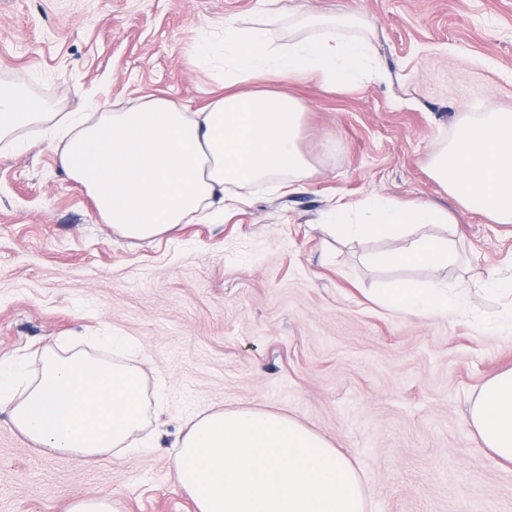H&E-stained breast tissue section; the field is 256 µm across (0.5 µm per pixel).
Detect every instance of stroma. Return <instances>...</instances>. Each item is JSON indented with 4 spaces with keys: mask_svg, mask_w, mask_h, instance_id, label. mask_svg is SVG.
Returning a JSON list of instances; mask_svg holds the SVG:
<instances>
[{
    "mask_svg": "<svg viewBox=\"0 0 512 512\" xmlns=\"http://www.w3.org/2000/svg\"><path fill=\"white\" fill-rule=\"evenodd\" d=\"M370 24L386 76L341 91L291 83L305 102L306 191L247 192L238 211L153 240L105 224L32 127L0 149V356L35 374L47 346L134 342L164 412L154 447L92 463L41 452L0 411V512H67L106 498L119 512H196L172 471L184 419L255 408L323 437L357 470L366 512H512V467L482 447L469 408L512 369V224L463 210L430 175L455 116L512 109V0H308ZM265 0H0V84L52 111L165 97L198 111L224 89L188 47ZM377 194L450 210L432 234L445 267L375 263L385 238L338 239L336 197ZM461 292L465 311L404 314L375 287Z\"/></svg>",
    "mask_w": 512,
    "mask_h": 512,
    "instance_id": "stroma-1",
    "label": "stroma"
}]
</instances>
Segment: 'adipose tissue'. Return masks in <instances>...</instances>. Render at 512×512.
<instances>
[{"label": "adipose tissue", "instance_id": "adipose-tissue-1", "mask_svg": "<svg viewBox=\"0 0 512 512\" xmlns=\"http://www.w3.org/2000/svg\"><path fill=\"white\" fill-rule=\"evenodd\" d=\"M290 15L297 31L285 39L273 38L264 22L228 20L222 32L193 40L195 55L224 76V95L202 111L152 97L93 116L53 112L36 96L0 86V143L20 147L21 131L33 125L64 137L61 169L127 239L150 240L187 219L228 213L242 188L303 192L316 173L301 148L307 107L273 81L316 76L336 90L381 72L370 31L346 35L350 20L312 12L302 2ZM430 173L461 208L512 224V111L491 106L478 116L460 115L447 143L433 149ZM453 221L450 212L426 203L367 196L336 202L329 229L340 239H396L381 258L385 264L442 266L456 253L429 228ZM408 227L418 237L399 244ZM375 294L400 312L422 315L447 313L456 301L447 289L406 283ZM145 379L134 354L111 361L46 347L37 375L24 385L13 360L0 357V408L35 449L90 462L141 445ZM470 420L483 446L512 464V370L483 386Z\"/></svg>", "mask_w": 512, "mask_h": 512}]
</instances>
